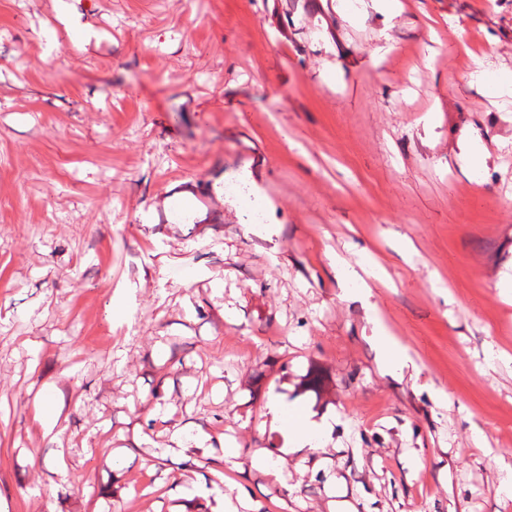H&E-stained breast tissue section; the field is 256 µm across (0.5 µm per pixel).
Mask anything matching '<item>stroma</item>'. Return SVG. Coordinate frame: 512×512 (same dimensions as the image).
<instances>
[{
    "instance_id": "35a3bbf8",
    "label": "stroma",
    "mask_w": 512,
    "mask_h": 512,
    "mask_svg": "<svg viewBox=\"0 0 512 512\" xmlns=\"http://www.w3.org/2000/svg\"><path fill=\"white\" fill-rule=\"evenodd\" d=\"M68 2L0 0V512H512V0ZM61 7L58 14V19L61 24L66 28L68 36L71 41L77 44L87 43L94 34L84 26L77 23L68 4L64 3L63 0L59 1ZM381 366L392 375H401L413 361L408 351L381 326L377 325L375 335ZM269 412L272 423L288 433V452L297 448L317 451L320 448L318 437L332 431V425L326 419H315L312 414L302 415L298 411L287 410L286 402L280 398L270 401Z\"/></svg>"
}]
</instances>
